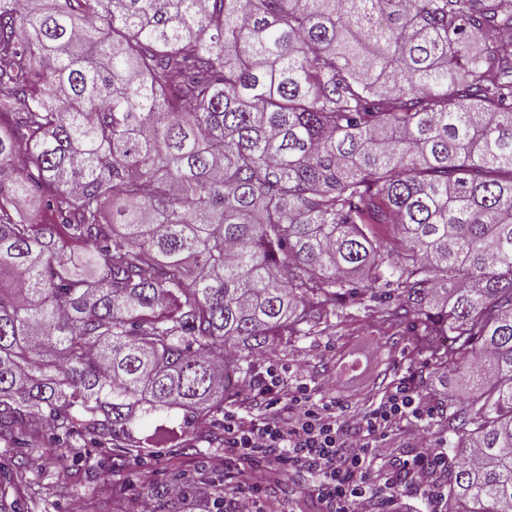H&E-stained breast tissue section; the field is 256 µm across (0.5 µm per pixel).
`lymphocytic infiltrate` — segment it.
<instances>
[{
    "label": "lymphocytic infiltrate",
    "mask_w": 512,
    "mask_h": 512,
    "mask_svg": "<svg viewBox=\"0 0 512 512\" xmlns=\"http://www.w3.org/2000/svg\"><path fill=\"white\" fill-rule=\"evenodd\" d=\"M243 394L259 415L224 414V458L250 468L248 478L224 480L226 512H268L267 473L286 469L313 477L312 492L324 512H384L408 487L431 498L444 492L447 454L432 447L424 424L434 409L413 380L393 385L364 414L337 410L303 385L289 386L274 370L251 379ZM411 427L417 453L403 468L388 467L379 439Z\"/></svg>",
    "instance_id": "obj_1"
}]
</instances>
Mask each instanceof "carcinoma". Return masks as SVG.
Segmentation results:
<instances>
[{
	"label": "carcinoma",
	"instance_id": "cac0c4a2",
	"mask_svg": "<svg viewBox=\"0 0 512 512\" xmlns=\"http://www.w3.org/2000/svg\"><path fill=\"white\" fill-rule=\"evenodd\" d=\"M0 87V432L190 442L350 300L461 387L448 512H512L501 0H0Z\"/></svg>",
	"mask_w": 512,
	"mask_h": 512
}]
</instances>
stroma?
Listing matches in <instances>:
<instances>
[{"mask_svg": "<svg viewBox=\"0 0 512 512\" xmlns=\"http://www.w3.org/2000/svg\"><path fill=\"white\" fill-rule=\"evenodd\" d=\"M269 367L348 411L367 409L403 378L426 394L442 390L407 326L352 302L338 308L322 331L283 338L270 357H255V372ZM223 423L220 414L204 420L194 444L145 448L136 463L116 448H85L80 459L59 460L48 444L33 448L1 439L0 503L6 512H137L141 495L150 491L156 512H211L214 485L222 478L214 464L224 457ZM173 482L182 484L181 496L166 494ZM310 483L307 475L281 472L267 489L271 512H321Z\"/></svg>", "mask_w": 512, "mask_h": 512, "instance_id": "1", "label": "stroma"}]
</instances>
